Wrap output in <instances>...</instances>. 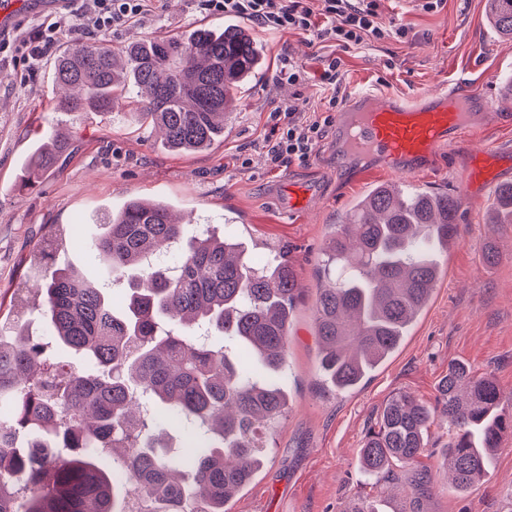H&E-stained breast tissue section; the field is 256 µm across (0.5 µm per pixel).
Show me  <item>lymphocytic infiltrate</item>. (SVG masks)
Segmentation results:
<instances>
[{"instance_id": "obj_1", "label": "lymphocytic infiltrate", "mask_w": 512, "mask_h": 512, "mask_svg": "<svg viewBox=\"0 0 512 512\" xmlns=\"http://www.w3.org/2000/svg\"><path fill=\"white\" fill-rule=\"evenodd\" d=\"M87 21L105 32L136 21L151 9L152 0H91ZM200 13L237 18L268 33L293 32L345 51L394 41L411 45L409 28L383 25L380 0H195ZM264 135L267 161L278 169L307 162L331 124L308 102L274 107Z\"/></svg>"}]
</instances>
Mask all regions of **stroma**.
<instances>
[{"label": "stroma", "instance_id": "obj_1", "mask_svg": "<svg viewBox=\"0 0 512 512\" xmlns=\"http://www.w3.org/2000/svg\"><path fill=\"white\" fill-rule=\"evenodd\" d=\"M17 2L21 23L5 33L11 47L0 53V300L12 302V318L22 320L32 335H47L33 307V254L51 231L67 232L72 224L94 234L97 224L134 196L164 200L175 214L237 238L256 264L289 247L303 295L278 380L292 406L270 440L262 471L233 499L231 512H347L355 501L375 512H512V436L497 448L486 477L463 493L440 469L448 436L439 416L430 427L432 446L417 464L421 485L397 474L369 479L359 465L365 435L389 396L402 389L434 402L449 362L492 376L503 394H512V224L486 221L497 185L512 182V44L489 27L486 0H443L433 12L417 8L414 0H381L384 21L409 28L412 46L380 43L340 55L343 103L361 87L406 96L465 77L459 93L478 111L473 126L419 164L406 185L458 195L459 179L478 145L494 154L498 174L475 185L464 201L460 241L439 257L438 286L404 343L361 389L339 396L319 388L314 305L322 247L332 225L346 220L355 197L397 177L373 156L338 158L331 129L308 163L268 168L264 134L271 104L285 106L303 97L315 105L321 98L323 64L308 37L254 30L266 56L263 76L238 93L223 142L204 152L176 154L131 105L109 112L57 108L56 56L76 36L84 42L104 39L120 49L201 25L220 28L224 17L199 13L194 0H158L138 23L103 34L88 31L86 18L68 2L66 24L51 51L27 63L14 46L48 12L31 0ZM285 51L306 66V85L275 84ZM52 139L64 143L66 158L42 172L33 187L20 188L34 146ZM290 180L318 189L309 213L282 214L281 189ZM490 244L499 250L492 263L484 259Z\"/></svg>", "mask_w": 512, "mask_h": 512}]
</instances>
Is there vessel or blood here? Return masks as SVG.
<instances>
[{"mask_svg":"<svg viewBox=\"0 0 512 512\" xmlns=\"http://www.w3.org/2000/svg\"><path fill=\"white\" fill-rule=\"evenodd\" d=\"M473 119L454 89L442 85L409 97L355 90L333 116L336 137L350 151L390 161L397 176L409 177ZM314 186L289 185L280 207L288 215L305 212L316 198Z\"/></svg>","mask_w":512,"mask_h":512,"instance_id":"vessel-or-blood-1","label":"vessel or blood"}]
</instances>
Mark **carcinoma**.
<instances>
[{"label":"carcinoma","instance_id":"carcinoma-1","mask_svg":"<svg viewBox=\"0 0 512 512\" xmlns=\"http://www.w3.org/2000/svg\"><path fill=\"white\" fill-rule=\"evenodd\" d=\"M488 19L512 42V0H487ZM264 67L244 27H198L185 37L144 39L114 50L73 40L55 63L59 106L112 111L118 98L156 124L164 145L209 149L224 137L237 92ZM56 160L40 144L22 184ZM459 198L395 183L374 186L327 236L315 325L320 367L333 392L357 389L399 349L440 279L437 254L459 241ZM492 224H512V183L501 184ZM73 242L91 253L96 274L58 267L42 274L37 309L49 332L0 320V512H228L260 471L266 440L288 411L276 383L300 296L295 264L282 252L259 266L238 239L197 233L168 204L132 197L100 232ZM125 284L113 294L103 281ZM236 340L256 360L224 354ZM67 352L78 363L60 360ZM160 406L194 438L169 450ZM489 375L452 362L435 402L396 392L360 450L376 479L409 468L427 450L436 414L451 438L448 481L467 489L485 476L495 448L512 436V413Z\"/></svg>","mask_w":512,"mask_h":512}]
</instances>
